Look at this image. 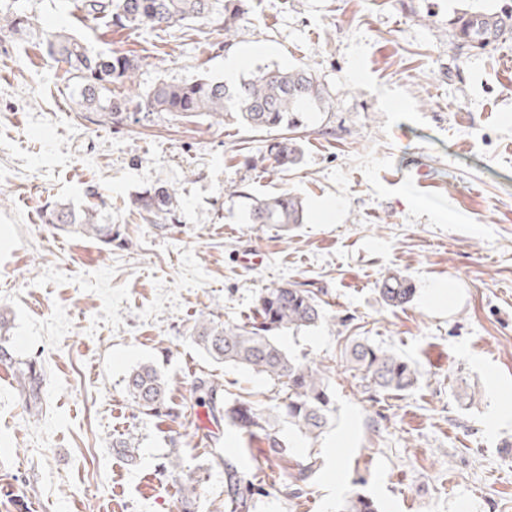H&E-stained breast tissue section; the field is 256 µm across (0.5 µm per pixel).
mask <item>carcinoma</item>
Here are the masks:
<instances>
[{
  "instance_id": "1",
  "label": "carcinoma",
  "mask_w": 512,
  "mask_h": 512,
  "mask_svg": "<svg viewBox=\"0 0 512 512\" xmlns=\"http://www.w3.org/2000/svg\"><path fill=\"white\" fill-rule=\"evenodd\" d=\"M89 16L109 20L115 28L166 30L201 22L224 30L229 44L239 22L248 14V0H81ZM32 27L30 18L19 8L0 19V33L16 34ZM47 55L64 66L76 81L85 108L103 121L121 124L137 112H164L190 121L206 115L221 123L234 118L255 130H286L304 125L307 112L329 107L324 85L306 67L260 72L235 86L210 78L183 85L160 82L143 96H132L139 60L127 53L92 50L82 39L66 32H50L42 39ZM272 168L286 172L302 157L297 138L282 136L264 146ZM176 190L156 184L136 194L131 205L159 233H166L176 221ZM304 205L300 197L281 193L255 197L249 207L253 224H300ZM41 223L58 233L78 235L97 241L112 250V225L99 223L97 205L76 207L56 200L39 211ZM385 303L397 307L408 303L413 288L396 274L388 276L379 289ZM324 318L318 293L305 284L293 283L264 289L257 300L254 316L244 324L225 323L212 313H202L193 327L198 348L217 363L243 367L263 374L279 386V402L269 407L246 398L227 399L222 384L201 379L194 384L212 418L225 422L250 436L261 435L269 455L281 458L287 442L279 428L284 421L301 434L317 438L336 412V399L330 386V367L312 366L290 357L278 344L284 330L301 331L317 326ZM10 311L0 309V362L15 366L20 397L29 406L40 399V373L31 361L14 359L8 347ZM350 369L362 374L374 390L403 393L415 386L418 372L407 361L367 342L352 340L346 347ZM125 390L136 409L149 416H178L168 405L169 382L152 364H140L126 377ZM227 482L224 507L229 512H250L254 507V483L238 475L230 463L224 464ZM340 512H378L369 498L356 495L345 501Z\"/></svg>"
}]
</instances>
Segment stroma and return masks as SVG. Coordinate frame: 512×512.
I'll use <instances>...</instances> for the list:
<instances>
[{
	"instance_id": "obj_1",
	"label": "stroma",
	"mask_w": 512,
	"mask_h": 512,
	"mask_svg": "<svg viewBox=\"0 0 512 512\" xmlns=\"http://www.w3.org/2000/svg\"><path fill=\"white\" fill-rule=\"evenodd\" d=\"M15 2L41 28L138 56L141 93L223 80L235 55L240 81L307 64L330 100L280 173L263 152L270 132L229 117L102 123L35 35H0V306L14 358L43 374L36 410L0 380V512H225V463L262 474L268 448L210 420L194 382L269 403L279 388L213 363L192 326L203 312L247 321L262 289L287 282L319 288L324 319L279 343L330 365L336 412L315 441L284 428L290 448L254 512H337L357 494L379 512H512V0H251L229 41L198 23L115 29L80 0L0 10ZM462 11L511 26L464 48ZM157 183L176 191L164 235L130 204ZM92 188L118 236L108 253L38 217L45 200L80 206ZM283 192L302 198L303 223H249L248 196ZM391 274L414 288L404 306L381 298ZM354 338L413 363L417 384L367 390L346 363ZM147 361L178 417L140 414L127 396ZM126 435L132 462L112 449ZM308 459L314 473L295 481Z\"/></svg>"
}]
</instances>
